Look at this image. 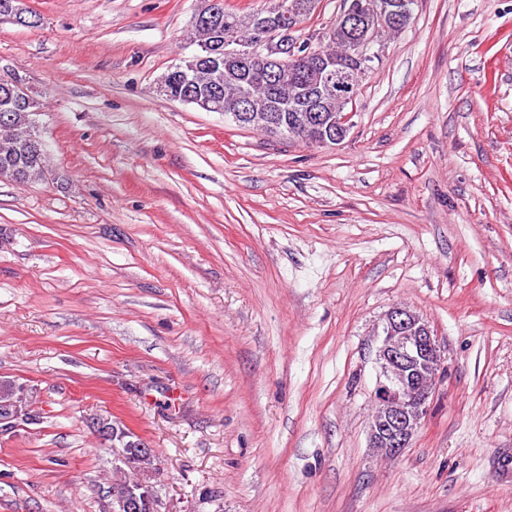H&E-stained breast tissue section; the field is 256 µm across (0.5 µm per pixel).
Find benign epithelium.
Segmentation results:
<instances>
[{
  "mask_svg": "<svg viewBox=\"0 0 512 512\" xmlns=\"http://www.w3.org/2000/svg\"><path fill=\"white\" fill-rule=\"evenodd\" d=\"M316 0L297 6L287 0H272L259 13L277 20L278 26L297 32L305 18L315 9ZM414 0H349L337 23L352 29L359 46L367 47L381 31H398L406 27L413 15ZM224 8L222 0H204L195 11L192 24L212 27L218 25ZM261 43L250 44L234 38L224 40V59L240 66L261 52ZM314 57L318 70L317 83L325 95L336 96L341 106L332 118L309 108L306 120L321 128L317 146L340 144L350 128V113L346 105L355 101V84L350 71L334 66L323 49L313 48L312 42L298 38L291 42L277 40L270 47L268 62L281 70L294 67L296 60ZM228 113L234 120L261 132L274 129L278 122L266 112L248 111L246 106L234 104ZM382 342L376 354L380 373L373 395L374 412L369 418L370 447L379 448L391 456H398L408 447L413 435L420 429L429 409V398L439 381L444 357L437 338L418 313L405 305H395L384 315ZM94 432L104 441L125 442L127 448H143L136 440L118 433L111 419L99 417L89 421ZM160 502L152 487L141 485L112 491V512H139L149 509L160 512Z\"/></svg>",
  "mask_w": 512,
  "mask_h": 512,
  "instance_id": "obj_1",
  "label": "benign epithelium"
}]
</instances>
